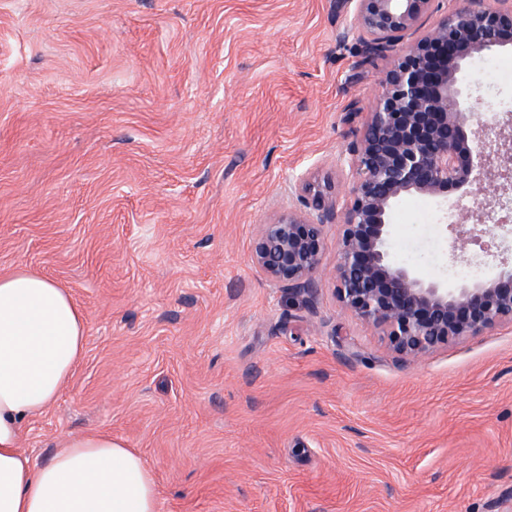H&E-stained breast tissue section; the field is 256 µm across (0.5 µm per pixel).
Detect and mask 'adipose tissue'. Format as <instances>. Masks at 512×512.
I'll return each instance as SVG.
<instances>
[{"label":"adipose tissue","mask_w":512,"mask_h":512,"mask_svg":"<svg viewBox=\"0 0 512 512\" xmlns=\"http://www.w3.org/2000/svg\"><path fill=\"white\" fill-rule=\"evenodd\" d=\"M85 344V314L66 289L25 268L0 275V512H158L151 469L111 432L69 438L43 463L20 448Z\"/></svg>","instance_id":"obj_1"}]
</instances>
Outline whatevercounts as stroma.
Returning a JSON list of instances; mask_svg holds the SVG:
<instances>
[{
  "label": "stroma",
  "instance_id": "35a3bbf8",
  "mask_svg": "<svg viewBox=\"0 0 512 512\" xmlns=\"http://www.w3.org/2000/svg\"><path fill=\"white\" fill-rule=\"evenodd\" d=\"M342 0H0V274L86 313V351L24 451L111 432L159 512H512V323L414 362L340 306L339 227L313 296L249 261L259 225L330 182L390 59ZM489 114L512 85L482 81ZM391 258L448 279L446 214L411 194Z\"/></svg>",
  "mask_w": 512,
  "mask_h": 512
}]
</instances>
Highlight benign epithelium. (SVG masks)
<instances>
[{
  "instance_id": "benign-epithelium-1",
  "label": "benign epithelium",
  "mask_w": 512,
  "mask_h": 512,
  "mask_svg": "<svg viewBox=\"0 0 512 512\" xmlns=\"http://www.w3.org/2000/svg\"><path fill=\"white\" fill-rule=\"evenodd\" d=\"M364 62L391 57L373 112L351 144L355 180L349 202L337 211L332 186L298 184L302 209L259 225L251 266L270 282L297 293L317 289L325 250L323 228L334 221L340 242L334 272L341 307L380 329L400 359L415 360L437 347L512 323V265L474 283L427 278L393 262L389 215L405 195L448 203V188L476 186L475 209L458 206L450 225L455 249L489 233L469 225L474 212H493L497 228L512 223V122L499 125L496 147L470 144L483 135L480 103H463L458 74L475 56L512 44V0H457L459 6L424 35L404 40L434 12L435 0H353Z\"/></svg>"
}]
</instances>
